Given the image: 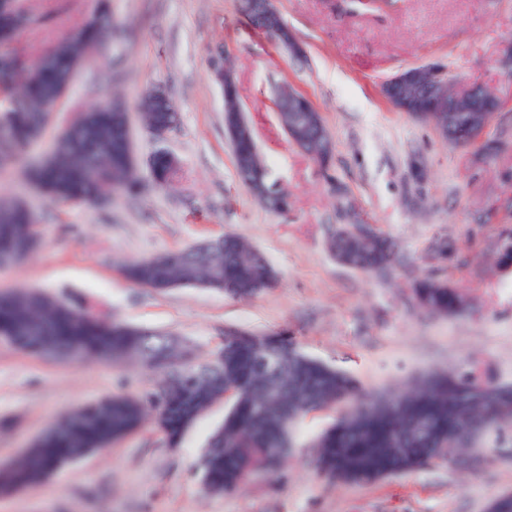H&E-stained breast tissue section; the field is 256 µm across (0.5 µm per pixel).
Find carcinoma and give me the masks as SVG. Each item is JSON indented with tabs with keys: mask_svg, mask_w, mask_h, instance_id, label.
<instances>
[{
	"mask_svg": "<svg viewBox=\"0 0 512 512\" xmlns=\"http://www.w3.org/2000/svg\"><path fill=\"white\" fill-rule=\"evenodd\" d=\"M27 4L17 10L9 37L0 40V68L22 75L18 84L0 85V166H19L59 206L95 203L108 188L135 196L140 179L128 162L129 117L99 100L71 128L61 132L53 148L38 153L47 126L45 104L68 87L77 60L89 63L105 22L101 9L50 49L51 66L21 55L19 34L44 23ZM275 106L283 129L298 137L300 149L330 182L334 143L322 117L308 124L283 97ZM155 135L176 124L172 101L143 114ZM235 169L246 186L262 185L260 202L283 212L288 194L272 176L251 135L231 142ZM156 185H169L178 170L166 162L152 163ZM338 223L330 225L328 248L336 260L363 272L388 275L401 257L394 243L359 217L348 190L334 186ZM34 212L25 204L0 200V257L12 263L28 251L22 245L37 236ZM440 268L418 277L410 299L420 310L453 317L470 307L448 273V240L437 238L428 248ZM133 283L165 290L209 280L224 294L251 300L272 287L275 273L265 257L243 238L227 234L208 249L189 248L140 259L125 267ZM0 332L38 336L46 354L76 349L82 356L112 353V359L139 357L166 371L150 398L158 424L173 446L185 418L199 417L213 402L227 398L224 423L211 436L197 462L204 485L213 493L242 489L258 475H273L283 463L288 442L314 449L317 473L329 483L370 484L393 475H407L436 463L456 464L472 448L497 446L512 429V385L498 379L473 356L448 370H429L404 386L369 389L347 371L313 357L291 337L280 333L226 336L220 348L202 362L176 358V348L157 336L124 323L99 319L46 291H0ZM334 411V422L310 443L300 439L304 420L317 412ZM148 408L130 394H116L109 404L87 405L69 412L57 431L0 467V490L36 485L62 465L122 442L146 421Z\"/></svg>",
	"mask_w": 512,
	"mask_h": 512,
	"instance_id": "1",
	"label": "carcinoma"
}]
</instances>
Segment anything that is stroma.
<instances>
[{
    "instance_id": "obj_1",
    "label": "stroma",
    "mask_w": 512,
    "mask_h": 512,
    "mask_svg": "<svg viewBox=\"0 0 512 512\" xmlns=\"http://www.w3.org/2000/svg\"><path fill=\"white\" fill-rule=\"evenodd\" d=\"M97 0H31L45 16L19 49L29 58L76 29ZM133 39L107 38L100 65L82 67L46 129L58 136L77 109L109 96L129 112L138 171L149 177L159 149L178 160L170 187H146L136 198L59 207L38 196L23 171L0 168V199L28 202L39 245L22 263L1 268L0 290L43 288L75 306L143 327L205 359L228 327L287 332L308 354L385 389L409 376L445 369L468 355L512 382V294L493 264L503 230L512 228V79L500 60L512 54V0H400L387 13L346 14L338 0H276L305 51L297 59L254 29L237 0H107ZM223 52L246 117L272 173L292 205L273 212L236 174L224 129V90L211 65ZM445 64L459 86L493 89L506 105L484 137L500 151L488 160L457 147L429 125L397 111L381 84L405 68ZM285 84L306 94L332 135V175L351 192L363 219L427 267L437 235L455 246L449 264L472 300L466 317H432L410 308L411 280H381L340 265L327 246L335 198L310 158L291 144L274 111ZM163 87L179 121L164 137L139 119L143 95ZM237 234L276 271L274 288L237 301L212 288L164 291L133 285L121 274L132 259L165 254ZM160 371L132 359L75 363L39 358L0 341V460L30 446L67 411L125 389L153 391ZM213 403L170 447L149 423L122 443L64 465L35 487L0 493V512H485L512 491V433L481 449V467L438 465L374 484L332 485L303 458L279 476H259L242 491L214 494L196 468L210 434L224 419Z\"/></svg>"
}]
</instances>
